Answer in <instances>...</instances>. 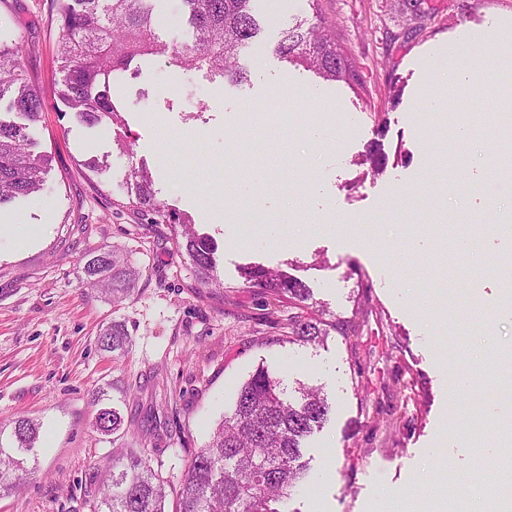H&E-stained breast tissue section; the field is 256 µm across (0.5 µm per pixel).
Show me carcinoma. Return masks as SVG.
<instances>
[{
    "mask_svg": "<svg viewBox=\"0 0 512 512\" xmlns=\"http://www.w3.org/2000/svg\"><path fill=\"white\" fill-rule=\"evenodd\" d=\"M189 30L183 38L163 42L156 34L155 0H56V21L62 34L58 54L61 79L58 100L88 126H125L123 101L112 94L123 75L136 77L141 65L164 55L185 72L242 84L248 81L247 55L259 42L262 26L252 0H181ZM280 58L299 64L325 80H352L355 69L339 53L320 24L299 22L274 47ZM23 49L0 40V103L8 102L15 119L0 117V208L44 190V155L35 151L30 128L43 101L22 67ZM357 165L363 175H376L388 156L373 148ZM128 204L150 224H165L169 240L190 258L199 287L224 294L217 274L215 242L199 234L188 214L157 197L151 171L135 167L126 174ZM89 284L104 286L118 303L135 293L137 272L112 250L84 256ZM244 285L257 286L277 302L301 306L310 288L283 271L250 265L241 272ZM335 330L356 334V325L319 309L308 317L288 318V342L319 344ZM130 343L124 322L113 321L100 333V350L122 354ZM292 399L283 381L259 366L238 389L230 412L216 425L210 440L192 457L176 483L150 464L146 449L123 451L105 465L85 473L84 492L91 512H284L292 492L307 481L304 440L328 420L330 406L322 388L300 384ZM124 418L114 406L101 408L94 427L105 436L123 430ZM40 424L17 418L11 430L0 427V496L21 489L28 462H37ZM175 506H169V502Z\"/></svg>",
    "mask_w": 512,
    "mask_h": 512,
    "instance_id": "obj_1",
    "label": "carcinoma"
}]
</instances>
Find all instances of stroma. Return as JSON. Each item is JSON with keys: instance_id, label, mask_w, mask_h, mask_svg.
<instances>
[{"instance_id": "obj_1", "label": "stroma", "mask_w": 512, "mask_h": 512, "mask_svg": "<svg viewBox=\"0 0 512 512\" xmlns=\"http://www.w3.org/2000/svg\"><path fill=\"white\" fill-rule=\"evenodd\" d=\"M264 34L250 51L251 79L214 86L183 74L165 57L143 65L126 83L128 129L93 128L62 112L55 96L60 31L52 0H0L7 33L23 47L24 69L43 100L33 135L47 155L42 192L4 208L10 223L29 228L25 245L0 234V423L41 422L38 462L24 488L0 498V512H90L81 483L89 466L117 448L147 449L151 466L178 481L191 456L231 410L237 390L265 365L289 389L321 387L329 421L307 441L311 474L289 505L297 512H480L484 483L452 496V476L479 467L458 415L479 403L489 417L502 406L490 393H449L458 362L482 365L487 347L512 353V315L499 307L495 267L506 246L491 233L459 254L437 235L442 225L464 232L512 212V187L490 160L501 136L474 123L449 149L467 89L441 78L461 67L487 73L486 109L512 110L494 74L512 56V0H254ZM331 27L352 61L354 84L326 81L282 61L273 45L300 21ZM484 32L497 54L458 61L449 43ZM304 89L288 103L297 118L287 132L260 130L250 148L229 157L234 118L283 89ZM446 106L424 114L423 97ZM155 109V124L141 111ZM353 122L337 126L336 113ZM129 139V153L115 143ZM390 155L386 170L362 177L371 147ZM106 158L102 174L90 156ZM147 162L158 197L191 216L218 249L223 297L196 286L186 253L163 224L145 223L117 207L128 169ZM246 183L228 196L224 182ZM307 208V224L269 225L280 207ZM344 225L341 235L326 223ZM438 239L431 251L421 238ZM411 256L398 269L387 245ZM124 249L138 271L133 298L120 305L94 293L81 257ZM256 263L302 280L312 303L360 331L330 332L320 344L288 343L289 317L300 308L245 287L240 269ZM429 296V308L417 304ZM124 321V354L100 351L97 337ZM120 409L125 431L96 432L99 407ZM439 448L449 468L430 464Z\"/></svg>"}]
</instances>
